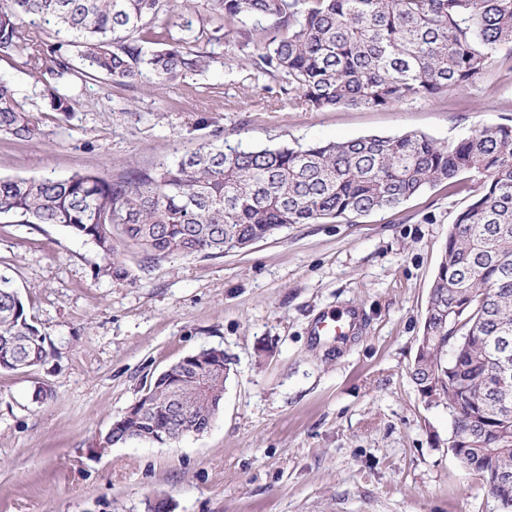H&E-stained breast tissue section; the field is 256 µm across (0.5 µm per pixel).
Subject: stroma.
Wrapping results in <instances>:
<instances>
[{"label":"stroma","instance_id":"35a3bbf8","mask_svg":"<svg viewBox=\"0 0 512 512\" xmlns=\"http://www.w3.org/2000/svg\"><path fill=\"white\" fill-rule=\"evenodd\" d=\"M223 16L195 21L206 70L159 88L71 78L52 110L25 52L0 78L36 113L34 140L0 137V178L117 176L214 141L276 148L371 134L445 141L512 120V70L461 91L387 108L292 104L284 78L231 68L239 35ZM428 188L401 207L292 224L219 257L145 261L127 246L125 280L99 274L95 245L52 224L0 216V272L46 362L0 372V512H498L483 479L448 449L446 406L411 378L430 287L457 208ZM352 312L354 335L318 336ZM203 348L233 360L205 434L112 446V424L169 365Z\"/></svg>","mask_w":512,"mask_h":512}]
</instances>
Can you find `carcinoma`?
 Listing matches in <instances>:
<instances>
[{
  "label": "carcinoma",
  "mask_w": 512,
  "mask_h": 512,
  "mask_svg": "<svg viewBox=\"0 0 512 512\" xmlns=\"http://www.w3.org/2000/svg\"><path fill=\"white\" fill-rule=\"evenodd\" d=\"M227 27L253 21L232 64L278 73L301 106L385 108L459 91L494 66L512 70V0H202ZM193 22L177 0H5L0 55L26 52L45 84L73 76L162 86L209 66L183 38L164 48L147 28L160 12ZM65 41L50 43L40 25ZM38 118L0 78V136L33 140ZM467 175L476 189L459 208L431 285L412 380L428 405L443 403L452 433L469 441L464 464L500 512H512V381L502 385L495 347L512 340V124L486 125L437 142L425 134L369 135L296 147L242 149L205 142L172 162L116 178H0V216L55 224L95 244L103 268L130 277L112 225L148 257L217 256L290 224L394 209L428 187ZM47 336L28 322L22 297L0 274V370L47 359ZM156 377L105 437L165 444L207 432L224 398L231 360L202 349ZM191 400L183 414L180 403Z\"/></svg>",
  "instance_id": "1"
}]
</instances>
